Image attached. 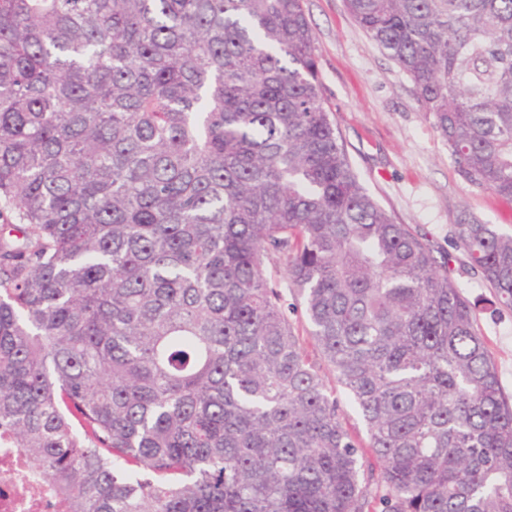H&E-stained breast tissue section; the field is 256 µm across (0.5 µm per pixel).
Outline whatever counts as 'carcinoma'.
Listing matches in <instances>:
<instances>
[{"label":"carcinoma","mask_w":512,"mask_h":512,"mask_svg":"<svg viewBox=\"0 0 512 512\" xmlns=\"http://www.w3.org/2000/svg\"><path fill=\"white\" fill-rule=\"evenodd\" d=\"M346 5L512 203V0ZM454 237L512 310V234ZM450 261L359 182L303 0H0V439L71 512H512ZM322 375L330 382L332 388L336 391V400L340 406V410L343 414L344 422L350 431L358 437L364 444L368 441L367 430L363 420L354 410L351 405L350 399L347 393L337 383L335 385L334 378L330 371L322 365Z\"/></svg>","instance_id":"cac0c4a2"}]
</instances>
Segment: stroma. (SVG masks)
<instances>
[{
    "instance_id": "1",
    "label": "stroma",
    "mask_w": 512,
    "mask_h": 512,
    "mask_svg": "<svg viewBox=\"0 0 512 512\" xmlns=\"http://www.w3.org/2000/svg\"><path fill=\"white\" fill-rule=\"evenodd\" d=\"M314 35L325 107L361 184L400 224L425 234L453 257L452 276L474 306L475 326L512 395V310L492 305V291L457 247L453 228L475 218L512 234V205L468 186L410 80L377 48L345 0H303Z\"/></svg>"
}]
</instances>
